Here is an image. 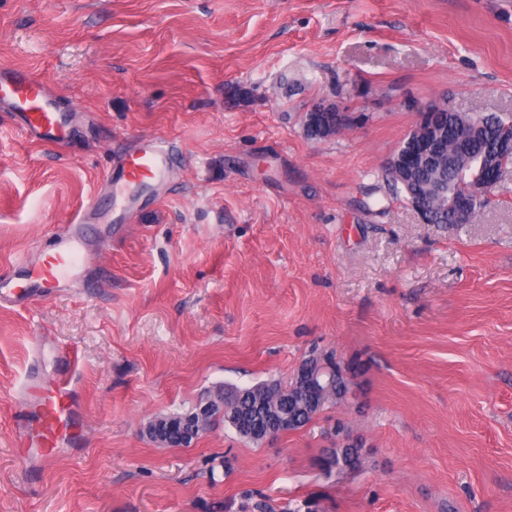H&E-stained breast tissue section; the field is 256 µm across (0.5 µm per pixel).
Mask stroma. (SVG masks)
<instances>
[{
	"instance_id": "1",
	"label": "stroma",
	"mask_w": 512,
	"mask_h": 512,
	"mask_svg": "<svg viewBox=\"0 0 512 512\" xmlns=\"http://www.w3.org/2000/svg\"><path fill=\"white\" fill-rule=\"evenodd\" d=\"M1 66L74 114L56 150L0 112V268L80 209L92 260L0 307V512H246L249 491L279 512H512V173L470 224L420 223L383 178L416 106L512 113V0H0ZM321 101L354 125L310 136ZM143 135L169 179L108 205ZM68 348L83 435L43 463L20 448L22 385ZM314 349L358 372L300 430L142 433ZM339 422L360 465L330 473Z\"/></svg>"
}]
</instances>
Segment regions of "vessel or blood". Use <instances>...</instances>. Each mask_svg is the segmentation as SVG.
<instances>
[{
  "label": "vessel or blood",
  "mask_w": 512,
  "mask_h": 512,
  "mask_svg": "<svg viewBox=\"0 0 512 512\" xmlns=\"http://www.w3.org/2000/svg\"><path fill=\"white\" fill-rule=\"evenodd\" d=\"M0 110L10 112L32 141L55 144L67 135L66 112L46 84L31 72L0 71ZM172 165L173 155L164 141L149 137L121 156L117 179L140 187L154 186L165 181ZM82 224V214H74L55 232V243L48 251L38 259L25 260L24 275H0V304H25L63 288L81 266ZM62 358L66 368L52 379L33 371L40 396L21 413V445L28 455L43 460L56 448L73 443L82 430L69 390L78 353L68 349Z\"/></svg>",
  "instance_id": "1"
}]
</instances>
